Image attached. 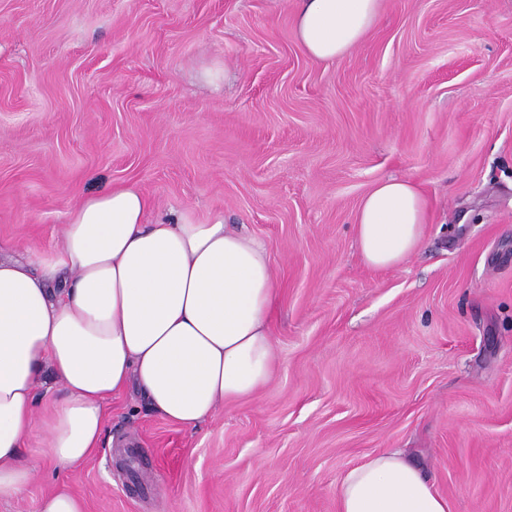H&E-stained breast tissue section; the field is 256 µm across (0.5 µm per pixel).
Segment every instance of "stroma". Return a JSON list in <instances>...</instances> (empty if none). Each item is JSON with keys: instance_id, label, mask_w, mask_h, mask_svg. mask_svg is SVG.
I'll use <instances>...</instances> for the list:
<instances>
[{"instance_id": "stroma-1", "label": "stroma", "mask_w": 512, "mask_h": 512, "mask_svg": "<svg viewBox=\"0 0 512 512\" xmlns=\"http://www.w3.org/2000/svg\"><path fill=\"white\" fill-rule=\"evenodd\" d=\"M296 0H0V248L53 255L116 185L148 223L262 238L276 366L186 430L127 390L96 458L39 468L0 512L65 490L85 512H336L399 449L449 512H512V0H380L346 56L312 59ZM387 177L428 201L385 270L354 214Z\"/></svg>"}]
</instances>
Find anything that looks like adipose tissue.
Listing matches in <instances>:
<instances>
[{"mask_svg": "<svg viewBox=\"0 0 512 512\" xmlns=\"http://www.w3.org/2000/svg\"><path fill=\"white\" fill-rule=\"evenodd\" d=\"M379 2L298 0L294 34L310 57L341 58L376 25ZM149 206L142 191L113 187L71 209L53 256L0 258V498L32 483L28 442L59 468L90 461L105 405L127 387L191 430L270 381L279 291L267 245L220 218L148 224ZM426 221L413 181H378L354 216L364 263L407 260ZM54 383L62 399L50 398ZM336 512H448V501L389 449L342 475Z\"/></svg>", "mask_w": 512, "mask_h": 512, "instance_id": "adipose-tissue-1", "label": "adipose tissue"}]
</instances>
